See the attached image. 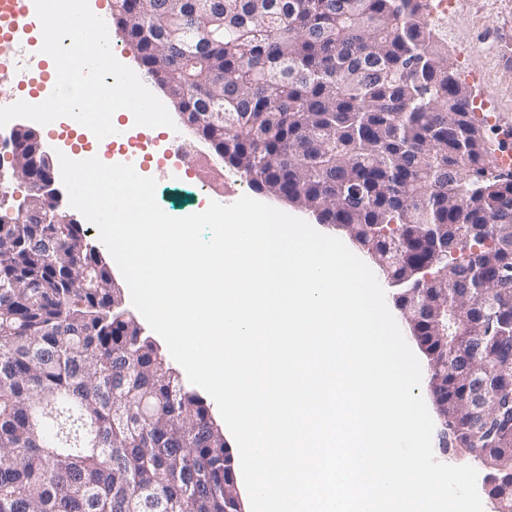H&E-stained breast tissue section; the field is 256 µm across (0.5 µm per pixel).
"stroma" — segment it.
<instances>
[{
  "mask_svg": "<svg viewBox=\"0 0 512 512\" xmlns=\"http://www.w3.org/2000/svg\"><path fill=\"white\" fill-rule=\"evenodd\" d=\"M436 32L448 49L462 81L470 82L474 99L494 102L497 122L487 124L492 147L512 151V0H466L465 6L446 15ZM480 73L471 82V73ZM173 127L137 129L153 161L142 169L145 177L157 181L156 199L168 215L181 217L203 210L222 197L233 203L251 195L244 179L212 168L214 156L195 131L186 126L179 112H172Z\"/></svg>",
  "mask_w": 512,
  "mask_h": 512,
  "instance_id": "1",
  "label": "stroma"
}]
</instances>
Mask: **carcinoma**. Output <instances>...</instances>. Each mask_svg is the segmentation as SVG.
<instances>
[{
  "mask_svg": "<svg viewBox=\"0 0 512 512\" xmlns=\"http://www.w3.org/2000/svg\"><path fill=\"white\" fill-rule=\"evenodd\" d=\"M427 8L112 0V22L229 172L348 234L397 287L451 447L512 512V173ZM191 81L206 95L184 97ZM122 297L82 225L0 206V512H237L224 432ZM474 364L492 415L462 403Z\"/></svg>",
  "mask_w": 512,
  "mask_h": 512,
  "instance_id": "carcinoma-1",
  "label": "carcinoma"
}]
</instances>
